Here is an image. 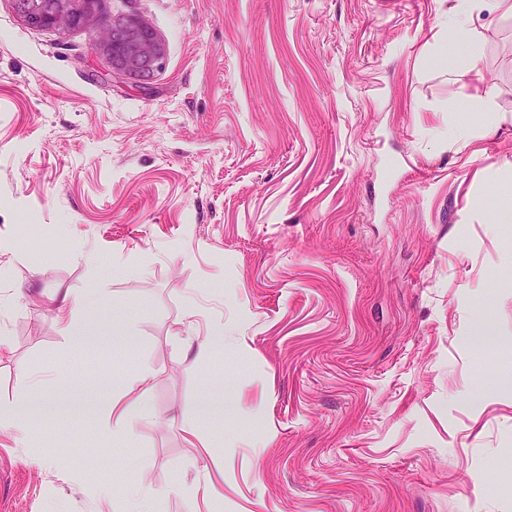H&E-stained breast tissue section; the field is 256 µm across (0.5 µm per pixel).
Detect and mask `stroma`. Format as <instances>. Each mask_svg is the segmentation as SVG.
<instances>
[{
	"label": "stroma",
	"mask_w": 512,
	"mask_h": 512,
	"mask_svg": "<svg viewBox=\"0 0 512 512\" xmlns=\"http://www.w3.org/2000/svg\"><path fill=\"white\" fill-rule=\"evenodd\" d=\"M456 2L98 0L54 32L0 0V409L29 374L60 406L0 438V512H124L116 480L155 512H512V15L473 14L470 71ZM118 14L165 44L148 80L92 48ZM151 372L144 370L139 374L122 380L112 388V399L108 405L112 413V433L128 435L134 431L138 421L150 416L145 411H137L146 387L150 384Z\"/></svg>",
	"instance_id": "35a3bbf8"
}]
</instances>
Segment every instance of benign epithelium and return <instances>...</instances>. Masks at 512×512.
<instances>
[{"instance_id":"benign-epithelium-1","label":"benign epithelium","mask_w":512,"mask_h":512,"mask_svg":"<svg viewBox=\"0 0 512 512\" xmlns=\"http://www.w3.org/2000/svg\"><path fill=\"white\" fill-rule=\"evenodd\" d=\"M17 15L38 29L68 30L79 9L91 0H12ZM95 46L108 57L111 73L118 77H146L162 67L165 48L154 31L131 16L103 23Z\"/></svg>"}]
</instances>
